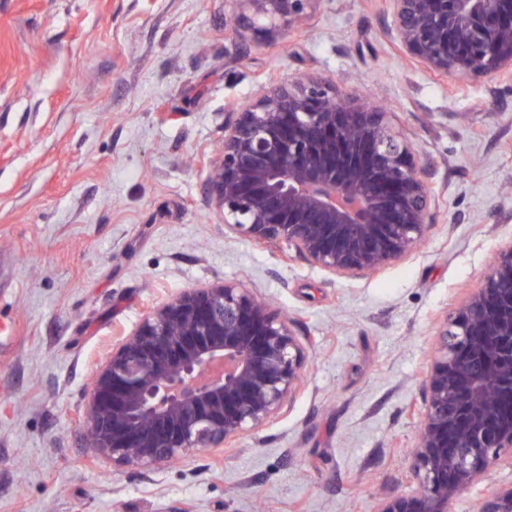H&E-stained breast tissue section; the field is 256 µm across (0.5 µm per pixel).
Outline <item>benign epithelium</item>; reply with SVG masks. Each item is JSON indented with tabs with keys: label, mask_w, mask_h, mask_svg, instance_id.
I'll return each instance as SVG.
<instances>
[{
	"label": "benign epithelium",
	"mask_w": 512,
	"mask_h": 512,
	"mask_svg": "<svg viewBox=\"0 0 512 512\" xmlns=\"http://www.w3.org/2000/svg\"><path fill=\"white\" fill-rule=\"evenodd\" d=\"M255 21H301L316 0H233ZM389 36L427 72L512 81V0H384ZM207 186L224 226L288 246L334 277L377 272L415 251L433 223L427 163L388 109L322 78H279L224 113ZM414 495L378 512H448L512 450V242L482 284L435 327ZM294 321L237 282L189 288L154 306L95 369L82 430L115 466L150 470L231 448L272 426L301 388ZM479 512H512V489Z\"/></svg>",
	"instance_id": "obj_1"
}]
</instances>
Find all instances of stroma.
Listing matches in <instances>:
<instances>
[{"label":"stroma","mask_w":512,"mask_h":512,"mask_svg":"<svg viewBox=\"0 0 512 512\" xmlns=\"http://www.w3.org/2000/svg\"><path fill=\"white\" fill-rule=\"evenodd\" d=\"M231 0H0V512H376L410 474L440 317L512 242V84L443 79L379 0L231 30ZM319 73L391 110L427 160L434 222L347 280L233 238L206 195L224 106ZM236 281L310 339L303 387L237 447L143 472L79 421L113 337L185 289ZM512 489L502 451L448 512Z\"/></svg>","instance_id":"obj_1"}]
</instances>
